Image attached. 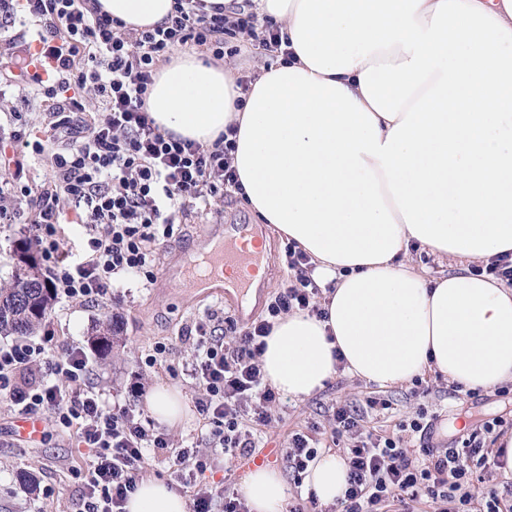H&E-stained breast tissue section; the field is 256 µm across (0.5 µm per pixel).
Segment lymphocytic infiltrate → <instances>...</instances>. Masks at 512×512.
<instances>
[{"label":"lymphocytic infiltrate","mask_w":512,"mask_h":512,"mask_svg":"<svg viewBox=\"0 0 512 512\" xmlns=\"http://www.w3.org/2000/svg\"><path fill=\"white\" fill-rule=\"evenodd\" d=\"M44 28L32 66L44 74H22L49 103L57 141L32 139L23 112H15L9 137L14 169L12 205H0V220L12 206L31 212L33 243L49 272L54 295L96 302L110 294L115 276L153 281L159 251L195 217L198 203L237 186L233 167L235 127L212 143L163 131L146 101L157 65L176 47L198 46L223 57L226 40L268 52L280 51L279 28L259 20L251 0L226 10L204 0H174L164 23L149 29L127 26L100 11L97 0H25ZM100 111L87 117L88 100ZM46 158L42 184L22 180L28 154ZM82 229V250L66 248V224ZM288 285L270 300L261 319L242 324L223 309H211L183 330L193 350L182 363L204 431L189 446L173 445L167 430L128 406H108L90 385L92 364L79 346L62 344L52 330L39 340L0 344V398L19 416H50L75 431L90 452L80 471L83 512H125L146 453L165 451L180 483L190 488L189 512H249L238 493H220L203 482L216 450L247 456L255 432L268 425L281 403L265 378L261 357L278 319L294 311L322 316L321 288L311 276L310 257L287 242ZM329 424L348 465V487L338 512H414L425 501L433 512H512V500L481 486L487 438L500 419L473 428L457 448L433 447L425 409L397 431L367 430L357 408L336 404ZM420 438L409 444L410 435Z\"/></svg>","instance_id":"1"}]
</instances>
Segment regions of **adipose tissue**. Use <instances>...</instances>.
<instances>
[{
  "label": "adipose tissue",
  "instance_id": "1",
  "mask_svg": "<svg viewBox=\"0 0 512 512\" xmlns=\"http://www.w3.org/2000/svg\"><path fill=\"white\" fill-rule=\"evenodd\" d=\"M135 28L173 0H98ZM288 37L287 63L247 93L220 64L176 53L154 77L148 110L205 145L237 125L233 165L245 206L313 260L325 318L275 325L266 378L303 400L338 371L388 387L426 372L462 391L512 382V286L469 272L423 275L418 247L461 264L512 253V0H255ZM150 415L176 426L180 391L155 385ZM340 455L320 452L303 487L322 505L346 488ZM251 512H287L279 469L243 477ZM126 512H187L146 477Z\"/></svg>",
  "mask_w": 512,
  "mask_h": 512
}]
</instances>
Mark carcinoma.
I'll use <instances>...</instances> for the list:
<instances>
[{
	"mask_svg": "<svg viewBox=\"0 0 512 512\" xmlns=\"http://www.w3.org/2000/svg\"><path fill=\"white\" fill-rule=\"evenodd\" d=\"M48 283L47 275L32 254L31 245H24L11 282L0 288V335H25L46 320L54 299ZM100 328L101 331L90 337V345L102 359L112 352L118 327L109 319L101 323Z\"/></svg>",
	"mask_w": 512,
	"mask_h": 512,
	"instance_id": "obj_1",
	"label": "carcinoma"
}]
</instances>
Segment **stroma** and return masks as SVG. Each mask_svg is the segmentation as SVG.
Returning a JSON list of instances; mask_svg holds the SVG:
<instances>
[{
    "label": "stroma",
    "instance_id": "obj_1",
    "mask_svg": "<svg viewBox=\"0 0 512 512\" xmlns=\"http://www.w3.org/2000/svg\"><path fill=\"white\" fill-rule=\"evenodd\" d=\"M41 27L15 11L11 19L0 22V59L26 63L34 52ZM27 97V117L34 135L44 137L49 127L48 104L33 88L6 85L0 80V137L8 136L14 128L12 109L17 99ZM230 217L241 224L253 223L237 191H228L224 199L213 200L208 215L191 219L176 246L208 236L216 219ZM263 262L267 294H274L288 281L284 264L285 238L273 226H266ZM31 227L26 217L14 223H0V282L8 281L18 261V251L30 240ZM118 298L106 297L94 303H80L55 297L48 320L62 342L88 347L89 338L102 320L113 319L120 328L121 341L106 359L94 362L91 381L105 392L107 401L118 402L138 411H145L144 390L164 383L179 389L184 397L192 391L183 379L172 377L170 366L180 365L188 358L192 345L182 330L204 310L216 308L211 299L196 296L194 289L183 285L164 288L143 279L123 275ZM170 348L167 366L148 367L146 357L156 343ZM142 383L143 392L132 391L133 382ZM430 394L416 399L413 384L379 388L345 374H337L326 386L302 401L283 399L270 424L260 427L257 452L285 447L289 435L307 423L322 424L318 450L334 449L330 430L325 424L332 405L347 403L366 413L368 428L392 431L396 424L407 420L417 407H425L428 415L437 419L434 442L449 448L455 446L465 428L483 421L499 418L504 422L503 433L512 434V392L473 393L455 390L445 379H430ZM380 399L377 407H369V399ZM14 416L6 403L0 401V512H81V484L76 476L88 460L87 449L78 447L72 432L46 427L42 439L35 444L18 440L12 431ZM31 473L37 483L36 491L23 488L20 473Z\"/></svg>",
    "mask_w": 512,
    "mask_h": 512
}]
</instances>
